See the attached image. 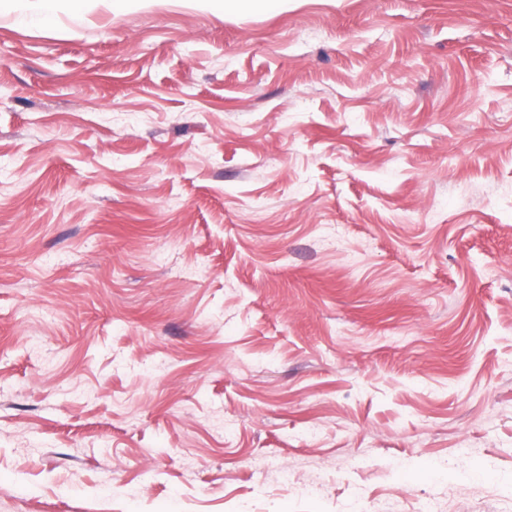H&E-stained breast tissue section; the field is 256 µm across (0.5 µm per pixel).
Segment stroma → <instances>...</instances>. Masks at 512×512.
<instances>
[{
  "instance_id": "obj_1",
  "label": "stroma",
  "mask_w": 512,
  "mask_h": 512,
  "mask_svg": "<svg viewBox=\"0 0 512 512\" xmlns=\"http://www.w3.org/2000/svg\"><path fill=\"white\" fill-rule=\"evenodd\" d=\"M21 7L0 512H512V0ZM35 9L18 19L24 24L49 25L55 19L58 10V0H36Z\"/></svg>"
}]
</instances>
